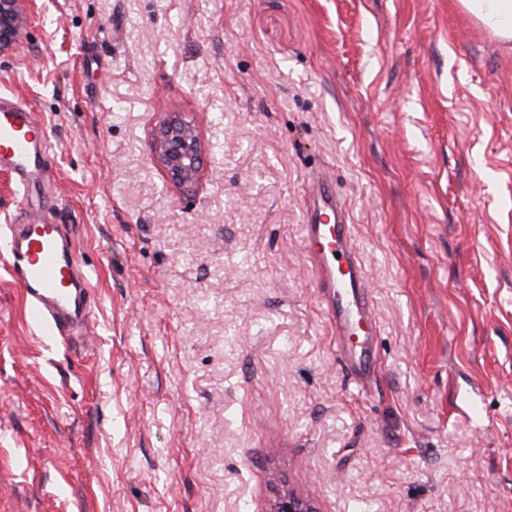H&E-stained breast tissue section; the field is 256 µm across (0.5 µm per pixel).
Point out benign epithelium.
I'll return each instance as SVG.
<instances>
[{"label":"benign epithelium","instance_id":"1","mask_svg":"<svg viewBox=\"0 0 512 512\" xmlns=\"http://www.w3.org/2000/svg\"><path fill=\"white\" fill-rule=\"evenodd\" d=\"M29 0H0V53L15 48L21 38ZM153 152L173 183L196 184L202 169V147L194 124L176 113L162 118L153 136ZM269 512H317L307 497L288 490L280 493Z\"/></svg>","mask_w":512,"mask_h":512}]
</instances>
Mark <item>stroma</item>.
I'll use <instances>...</instances> for the list:
<instances>
[{"instance_id": "35a3bbf8", "label": "stroma", "mask_w": 512, "mask_h": 512, "mask_svg": "<svg viewBox=\"0 0 512 512\" xmlns=\"http://www.w3.org/2000/svg\"><path fill=\"white\" fill-rule=\"evenodd\" d=\"M0 512H512V43L459 0H36L0 93ZM167 112L198 183L153 157ZM330 173L378 340L360 388L304 240ZM66 225L96 309L46 344L3 236ZM47 126L28 107L0 95V169L10 170L26 191L35 183L49 151ZM153 152L174 184L195 185L201 175L202 147L194 124L178 113H167L153 136ZM269 512H318L307 497L288 489L280 493L270 505Z\"/></svg>"}]
</instances>
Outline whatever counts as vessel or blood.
<instances>
[{
    "label": "vessel or blood",
    "instance_id": "vessel-or-blood-1",
    "mask_svg": "<svg viewBox=\"0 0 512 512\" xmlns=\"http://www.w3.org/2000/svg\"><path fill=\"white\" fill-rule=\"evenodd\" d=\"M48 150L45 122L1 94L0 169L10 170L20 187L29 188ZM304 238L336 330V346L354 369L358 383L367 385L374 371L370 350L376 318L365 291L346 204L327 176H317L308 190ZM6 244L13 279L24 295L26 321L63 339L86 329L94 313L92 285L62 225L31 215L25 223L10 225Z\"/></svg>",
    "mask_w": 512,
    "mask_h": 512
}]
</instances>
